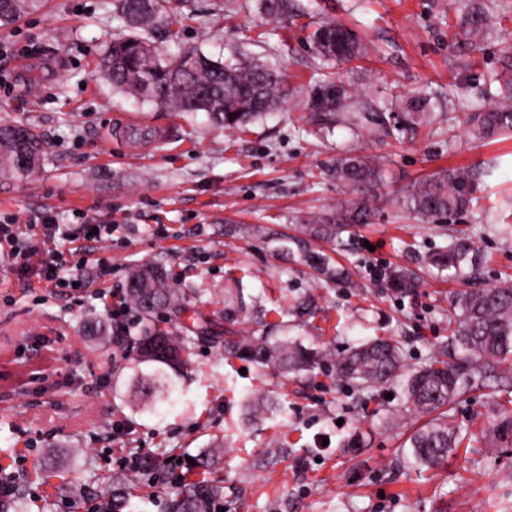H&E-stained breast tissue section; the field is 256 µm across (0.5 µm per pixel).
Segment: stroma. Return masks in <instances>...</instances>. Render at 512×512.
<instances>
[{
  "instance_id": "obj_1",
  "label": "stroma",
  "mask_w": 512,
  "mask_h": 512,
  "mask_svg": "<svg viewBox=\"0 0 512 512\" xmlns=\"http://www.w3.org/2000/svg\"><path fill=\"white\" fill-rule=\"evenodd\" d=\"M303 4L306 16L284 26L263 18L256 0H193V21L154 33L166 56L191 49L221 60L244 55L285 75L294 95L244 132L114 91L97 71L126 31L112 0H43L39 11L0 27V123L32 126L45 141L35 174L0 176V225H34L52 214L63 224L116 226L111 240L91 243L85 268H65L64 277L85 280L79 289L45 287L41 235L27 241L28 264L0 252V476L27 485L29 512H92L118 472L136 487L132 512H168L189 457L215 443L224 449L225 512H512V447L463 446L444 467L412 469L401 445L422 420L399 385L361 390L319 366L285 381L273 367L224 358L194 337L200 324L223 335L224 291L238 286L250 312L235 332L271 328L335 357L390 337L415 369L447 344L455 290L512 278V137L477 142L467 124L468 112L491 103L484 91L512 44V22L489 23L469 50L448 41L457 17L451 0ZM327 19L343 23L367 55L320 60L310 35ZM329 71L376 100L395 91L425 96L432 119H450L396 141L356 138L341 125L316 137L306 101ZM129 116L178 135L162 144L129 135L120 129ZM348 152L376 157L383 182L372 222L322 243L352 278L331 283L276 248L280 235L335 206L340 192L325 172ZM453 168L491 172L470 209L425 224L399 208L409 186ZM466 240L477 248L466 280L428 277L399 296L373 274L418 267L427 253ZM145 264L164 268L187 292L185 314L160 318L164 329L192 339L183 394L191 410L162 421L134 414L124 395L131 342L94 330L112 312L136 323L125 284ZM506 396L512 384L489 378L456 399L451 413L475 431ZM250 397L280 408L252 417ZM357 431L362 447H344ZM69 448L81 450L84 467L61 463L54 476L34 477L51 453ZM134 453L163 459L161 479L127 471ZM65 482L83 496L60 493Z\"/></svg>"
}]
</instances>
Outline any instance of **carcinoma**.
Instances as JSON below:
<instances>
[{
	"label": "carcinoma",
	"instance_id": "obj_1",
	"mask_svg": "<svg viewBox=\"0 0 512 512\" xmlns=\"http://www.w3.org/2000/svg\"><path fill=\"white\" fill-rule=\"evenodd\" d=\"M42 0H0V26L13 24L22 15L40 9ZM115 10L126 22L127 33L112 40L100 59L99 71L112 88L134 94L145 102L164 105L175 112H203L211 126L241 129L253 118L281 105L288 97L283 75L254 61L214 60L199 51L186 52L175 59L162 57L153 44V32L160 26H180L194 14L172 6V0H113ZM258 11L267 19L290 24L305 15L298 0H257ZM493 19L490 10L467 12L468 29L448 26V38L456 40L482 32ZM315 52L326 60L351 61L361 48L342 25L326 22L311 34ZM499 84L497 103L468 118L476 140L491 139L512 132V59L505 58L496 74ZM324 87L308 99L319 112L318 125L328 130L336 126V113L358 107L351 89L339 78L326 76ZM17 126L0 124V173L29 176L39 169L43 140L35 128L23 127L33 161L18 164ZM349 199L336 205V213L314 224H305L298 236H286L281 253L299 257L327 279L345 282L348 270L316 249L314 243L334 240L360 224L371 223V191L379 186V166L363 155L342 156L332 171ZM478 173L451 169L433 182L406 191V210L424 220L467 209L473 200ZM474 251L473 243L461 242L427 257L429 273L437 278L465 275L464 265ZM395 293H412L421 287L420 277L407 268H395L386 280ZM130 305L140 315V334L134 341L136 354L128 391L136 399L133 411L152 417L159 415L158 403L174 402L183 393L182 373L190 337L177 336L161 328L153 315L166 309L186 310L184 292L170 283L160 267L145 266L131 273L127 282ZM451 339L455 351H440L425 366L406 374L400 345L393 339L376 338L336 359H328L322 349L307 348L286 336H236L225 331L224 357L246 358L259 365H271L286 377L309 371L328 360L336 378L362 388L403 379L407 402L428 422L414 431L409 441L407 463L414 469H434L445 465L459 447L460 430L448 421V405L469 391L474 382L490 376L495 369L512 367V286L497 284L466 289L451 299ZM481 436L499 447H512V398L497 403L494 420L481 429ZM220 449L207 448L193 457L190 466L206 471L219 459ZM131 488L124 475L112 477V488L100 495L93 512H128ZM224 498L219 480L189 481L182 484L169 504V512H215ZM26 490L21 485L0 489V512H26Z\"/></svg>",
	"mask_w": 512,
	"mask_h": 512
}]
</instances>
